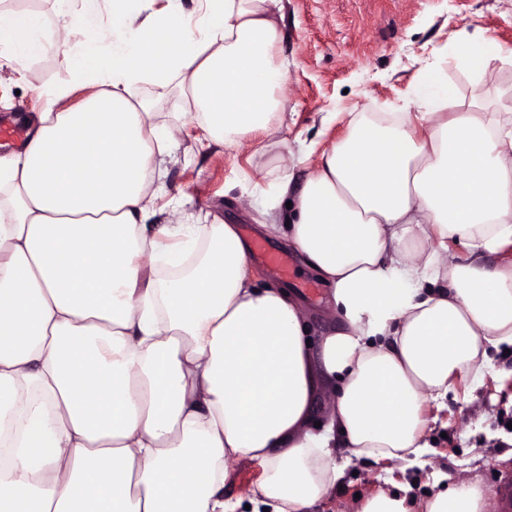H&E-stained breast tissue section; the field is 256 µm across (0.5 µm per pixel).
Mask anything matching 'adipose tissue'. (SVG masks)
Wrapping results in <instances>:
<instances>
[{
  "instance_id": "ef3b65f1",
  "label": "adipose tissue",
  "mask_w": 512,
  "mask_h": 512,
  "mask_svg": "<svg viewBox=\"0 0 512 512\" xmlns=\"http://www.w3.org/2000/svg\"><path fill=\"white\" fill-rule=\"evenodd\" d=\"M109 6L111 24L95 4L50 39L38 13L0 9L15 56L78 39L71 85L87 91L0 155V512H309L344 475L337 446L358 462L420 456L427 403L512 347V261L486 262L512 244V107L484 84L512 48L460 44L478 78L462 105L424 62L401 111L359 114L299 180L276 137L282 0H201L193 22L175 5ZM167 94L212 140L272 154L261 230L329 286L322 334L294 293L257 283L235 225L177 205L149 224L179 132L157 110ZM242 458L261 469L244 501L224 495ZM410 490L352 510L493 508L476 480Z\"/></svg>"
}]
</instances>
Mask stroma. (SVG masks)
<instances>
[{
    "label": "stroma",
    "instance_id": "stroma-1",
    "mask_svg": "<svg viewBox=\"0 0 512 512\" xmlns=\"http://www.w3.org/2000/svg\"><path fill=\"white\" fill-rule=\"evenodd\" d=\"M282 53L287 56L288 98L278 136L292 152L323 149L347 132L351 114L394 112L413 96L419 62L435 61L458 100H468L473 74L454 55L460 41L479 31L512 47V0H283ZM77 42L35 60L10 57L0 48V128L17 113L65 112L84 97L54 94L69 83ZM179 146L166 166L165 194L156 202L154 223H164L172 199L180 198L200 224L236 225L247 243L263 242L286 253L279 240L261 236L267 220L259 195L267 188L262 158L250 148L233 151L211 140L195 119L182 120ZM253 265L261 281L285 285L313 308H321L327 288L300 257L289 275L261 260ZM490 383L460 378L455 394L432 404V449L408 471L358 463L342 487L317 502L312 512H348L356 495L390 488L402 476L415 478L414 494L436 491L440 475L476 476L491 493L512 481V352L495 353Z\"/></svg>",
    "mask_w": 512,
    "mask_h": 512
}]
</instances>
